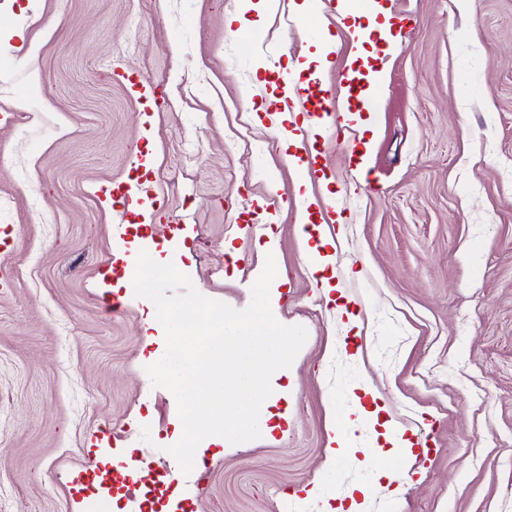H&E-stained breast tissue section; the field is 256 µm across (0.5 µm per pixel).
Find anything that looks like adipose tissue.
Wrapping results in <instances>:
<instances>
[{"label":"adipose tissue","instance_id":"ef3b65f1","mask_svg":"<svg viewBox=\"0 0 512 512\" xmlns=\"http://www.w3.org/2000/svg\"><path fill=\"white\" fill-rule=\"evenodd\" d=\"M266 306H253L244 315L205 317L207 336L189 353L174 351L178 337L162 346L163 328L154 317H146L143 335L150 352L147 364L169 366V382L189 392L195 415L175 424V434L184 447L207 449L229 447L253 433L267 434L289 422L288 412L275 411L278 399L287 398V388H274L273 381L292 373V351L286 335L272 321H263ZM260 380L268 394L263 399L241 393V377ZM224 419L223 431L213 430V417Z\"/></svg>","mask_w":512,"mask_h":512}]
</instances>
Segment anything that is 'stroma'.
<instances>
[{"label":"stroma","instance_id":"1","mask_svg":"<svg viewBox=\"0 0 512 512\" xmlns=\"http://www.w3.org/2000/svg\"><path fill=\"white\" fill-rule=\"evenodd\" d=\"M0 0V512H141L177 474L180 512H321L363 486L361 512H512V0ZM264 31L257 44L241 28ZM334 38L325 45L323 33ZM369 83L372 128L327 130L323 182L285 164L272 128L289 91L313 100L343 75ZM163 80L149 109L131 80ZM150 151L148 168L136 167ZM158 190L141 223L113 183ZM329 192L331 243L302 240L294 211L255 214L272 193ZM165 260L123 283L117 241ZM337 267L362 314L361 356L310 273L307 244ZM295 351L288 424L185 465L183 397L147 367L143 307L185 335L177 311L238 314L266 269ZM386 404L381 421L430 454L392 457L368 423L326 468L329 417ZM111 459L103 490L88 459ZM146 465L139 479L128 460Z\"/></svg>","mask_w":512,"mask_h":512}]
</instances>
